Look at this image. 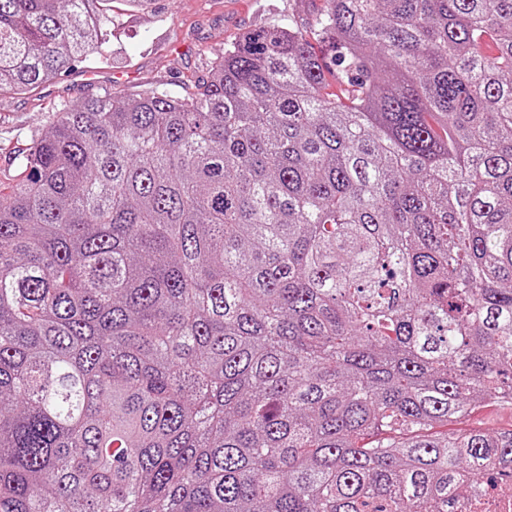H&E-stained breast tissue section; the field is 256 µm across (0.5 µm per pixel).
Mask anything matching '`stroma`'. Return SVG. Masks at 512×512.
<instances>
[{
  "label": "stroma",
  "mask_w": 512,
  "mask_h": 512,
  "mask_svg": "<svg viewBox=\"0 0 512 512\" xmlns=\"http://www.w3.org/2000/svg\"><path fill=\"white\" fill-rule=\"evenodd\" d=\"M316 7L315 0H153L148 10L135 11L125 0H110L111 45L102 58L76 63L32 92L0 95V182L9 183L15 156L60 104L103 90L132 96L157 88L186 96V77H205L216 50L248 29L284 24ZM471 427L511 431L512 409L488 405L448 423L452 432Z\"/></svg>",
  "instance_id": "stroma-1"
}]
</instances>
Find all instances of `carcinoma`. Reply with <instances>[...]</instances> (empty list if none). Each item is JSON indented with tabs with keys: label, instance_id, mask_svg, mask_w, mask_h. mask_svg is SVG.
<instances>
[{
	"label": "carcinoma",
	"instance_id": "carcinoma-1",
	"mask_svg": "<svg viewBox=\"0 0 512 512\" xmlns=\"http://www.w3.org/2000/svg\"><path fill=\"white\" fill-rule=\"evenodd\" d=\"M0 0V93L107 51ZM321 45L316 51L310 42ZM0 186V512H467L512 431V0H321ZM477 427L491 434L498 432H509L512 430V410L510 407L488 405L478 408L470 417L451 420L448 427L440 430L456 432L466 428Z\"/></svg>",
	"mask_w": 512,
	"mask_h": 512
}]
</instances>
